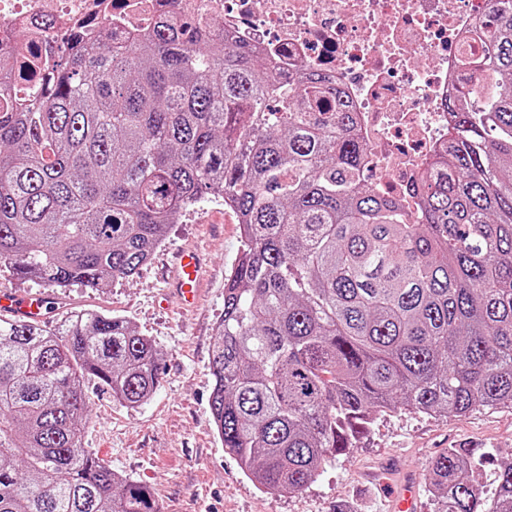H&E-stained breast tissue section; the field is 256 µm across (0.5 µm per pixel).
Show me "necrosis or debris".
<instances>
[{"label":"necrosis or debris","instance_id":"necrosis-or-debris-1","mask_svg":"<svg viewBox=\"0 0 512 512\" xmlns=\"http://www.w3.org/2000/svg\"><path fill=\"white\" fill-rule=\"evenodd\" d=\"M491 0H0V40L46 54L72 28L137 38L160 18L207 26L276 72L304 66L336 83L356 114L371 188L420 219L416 184L448 142L466 39Z\"/></svg>","mask_w":512,"mask_h":512}]
</instances>
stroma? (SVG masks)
I'll list each match as a JSON object with an SVG mask.
<instances>
[{"label":"stroma","instance_id":"obj_1","mask_svg":"<svg viewBox=\"0 0 512 512\" xmlns=\"http://www.w3.org/2000/svg\"><path fill=\"white\" fill-rule=\"evenodd\" d=\"M204 249L205 291L199 306L183 314L157 301L164 274L179 250ZM240 245L235 214L222 199L206 197L171 225L164 241L138 275L105 288L78 284L56 289V324L70 310L94 309L129 319L161 354L151 398L130 408L109 392L91 388L92 411L84 447L114 472L150 487L161 512H336L353 503L357 512H389L378 480L410 482L415 512H434L428 492L432 460L444 449L477 445L494 449L495 464L482 467L486 495L497 486L498 466L512 460V409L477 410L462 417L404 410L380 413L358 448L325 465L317 482L282 496L262 493L225 453L212 423L210 358L216 326L224 314V278Z\"/></svg>","mask_w":512,"mask_h":512}]
</instances>
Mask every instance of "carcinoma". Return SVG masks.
I'll return each mask as SVG.
<instances>
[{"label": "carcinoma", "mask_w": 512, "mask_h": 512, "mask_svg": "<svg viewBox=\"0 0 512 512\" xmlns=\"http://www.w3.org/2000/svg\"><path fill=\"white\" fill-rule=\"evenodd\" d=\"M92 34L76 29L32 83L34 62L0 44V268L104 288L187 208L224 198L241 250L210 410L266 494L315 482L387 409H512V0H493L464 53L420 224L365 184L355 113L321 74H276L192 21ZM158 364L121 316L0 319V512H160L82 446L86 385L137 407ZM486 457L434 459L435 512H512V463L488 499L474 478Z\"/></svg>", "instance_id": "cac0c4a2"}]
</instances>
